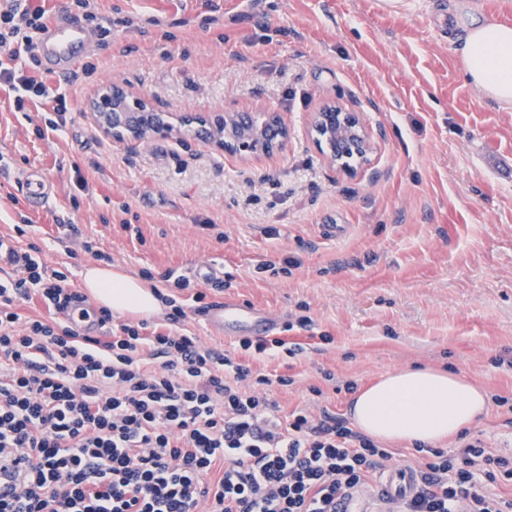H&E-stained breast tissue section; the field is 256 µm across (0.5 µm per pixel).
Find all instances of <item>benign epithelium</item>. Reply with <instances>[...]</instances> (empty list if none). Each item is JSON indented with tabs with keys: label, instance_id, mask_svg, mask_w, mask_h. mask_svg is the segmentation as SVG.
Wrapping results in <instances>:
<instances>
[{
	"label": "benign epithelium",
	"instance_id": "7a95c632",
	"mask_svg": "<svg viewBox=\"0 0 512 512\" xmlns=\"http://www.w3.org/2000/svg\"><path fill=\"white\" fill-rule=\"evenodd\" d=\"M88 112L99 132L122 142L144 143L156 136L177 137L187 125L184 118L175 123L166 120L148 98L114 82L94 90ZM198 125L195 136L240 156L272 155L285 148L290 136L288 124L274 112L263 121L243 112H221ZM311 127L317 142L326 147L331 165L352 173L354 169L348 164L350 156L368 162L373 146L360 114L336 104L324 106L311 113Z\"/></svg>",
	"mask_w": 512,
	"mask_h": 512
}]
</instances>
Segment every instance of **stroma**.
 <instances>
[{
  "instance_id": "1",
  "label": "stroma",
  "mask_w": 512,
  "mask_h": 512,
  "mask_svg": "<svg viewBox=\"0 0 512 512\" xmlns=\"http://www.w3.org/2000/svg\"><path fill=\"white\" fill-rule=\"evenodd\" d=\"M184 2L99 0L112 32L92 36L95 72L70 85L62 131L46 129L44 112L10 111L0 92V235L27 223L21 244L39 246L77 292L98 251L164 292L168 276L216 261L223 288L194 290L287 316L282 337L302 346L250 362L292 378L271 392L281 415L347 420L355 390L387 373L452 371L489 398L468 438L511 455L512 412L499 400L512 402V105L467 82L448 23L456 0ZM109 82L187 118L281 112L288 147L241 157L191 134L113 141L87 112ZM334 103L361 113L373 143L351 174L311 133V113ZM30 169L55 192L38 212L17 200L14 179ZM286 259L290 274L258 269Z\"/></svg>"
}]
</instances>
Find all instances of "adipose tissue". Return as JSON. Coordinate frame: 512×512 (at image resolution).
Here are the masks:
<instances>
[{"instance_id":"adipose-tissue-1","label":"adipose tissue","mask_w":512,"mask_h":512,"mask_svg":"<svg viewBox=\"0 0 512 512\" xmlns=\"http://www.w3.org/2000/svg\"><path fill=\"white\" fill-rule=\"evenodd\" d=\"M454 25L462 33L458 52L468 83L512 104V25L482 19L471 0H460ZM82 278L98 304L113 313L147 318L163 308L157 289L122 271L90 265ZM486 407L485 393L460 375L409 367L361 390L351 418L374 438L434 445L471 426Z\"/></svg>"}]
</instances>
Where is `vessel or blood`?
<instances>
[{"mask_svg":"<svg viewBox=\"0 0 512 512\" xmlns=\"http://www.w3.org/2000/svg\"><path fill=\"white\" fill-rule=\"evenodd\" d=\"M88 45V35L77 21L60 16L48 22L36 41L40 53L53 72L73 73L82 61ZM25 205L33 210L45 207L51 198V188L36 170L19 176ZM203 323L214 333L227 339L260 338L278 335L286 324L285 317L268 310L229 298L211 299L199 313ZM414 484L410 471L390 474L381 487L383 493L396 497L409 493Z\"/></svg>","mask_w":512,"mask_h":512,"instance_id":"vessel-or-blood-1","label":"vessel or blood"}]
</instances>
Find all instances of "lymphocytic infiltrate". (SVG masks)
I'll use <instances>...</instances> for the list:
<instances>
[{"label":"lymphocytic infiltrate","mask_w":512,"mask_h":512,"mask_svg":"<svg viewBox=\"0 0 512 512\" xmlns=\"http://www.w3.org/2000/svg\"><path fill=\"white\" fill-rule=\"evenodd\" d=\"M47 18L34 0H0V90L18 112L50 106L46 126L58 131L69 92L51 86L35 50ZM40 253L29 245L20 278L0 283V472L14 479L0 512H334L391 459L330 414L278 415L266 390L290 378L240 356H275L282 338L205 347L179 328L185 311L171 295L166 331L113 325L103 307L108 335L77 334L57 313L78 294ZM34 296L55 317L21 319L15 303ZM481 478L511 482L512 457L479 439L453 456L429 449L417 487L384 512H512V497L480 490Z\"/></svg>","instance_id":"lymphocytic-infiltrate-1"}]
</instances>
